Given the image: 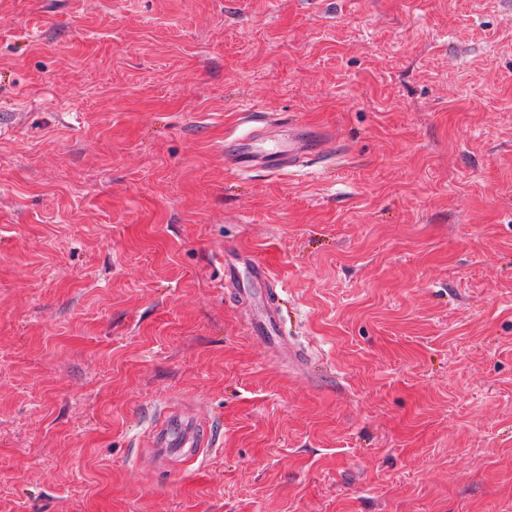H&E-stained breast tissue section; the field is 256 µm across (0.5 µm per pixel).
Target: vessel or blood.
I'll return each instance as SVG.
<instances>
[{"mask_svg": "<svg viewBox=\"0 0 512 512\" xmlns=\"http://www.w3.org/2000/svg\"><path fill=\"white\" fill-rule=\"evenodd\" d=\"M323 141L321 133L301 129L287 146L266 150L253 145L249 136L229 139L225 149V164L234 173L242 174L255 166H268L270 171L296 166L316 152ZM277 281L257 258L249 259V275L241 277L233 260L224 262V288L237 303L251 307L252 316L245 329L252 335L266 337L273 347H280L284 330L278 307L268 299L270 289ZM147 443L153 447L158 459H166L171 453L183 450L189 462H197L203 455L204 437L192 421L183 419L174 413L154 426L147 437Z\"/></svg>", "mask_w": 512, "mask_h": 512, "instance_id": "obj_1", "label": "vessel or blood"}]
</instances>
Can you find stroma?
Returning <instances> with one entry per match:
<instances>
[{
  "label": "stroma",
  "mask_w": 512,
  "mask_h": 512,
  "mask_svg": "<svg viewBox=\"0 0 512 512\" xmlns=\"http://www.w3.org/2000/svg\"><path fill=\"white\" fill-rule=\"evenodd\" d=\"M0 512H512V0H0ZM298 128L293 141L279 149L266 150L253 145L249 135L229 139L225 149V164L235 174H243L257 165H268L274 173L286 166H297L306 156L319 150L323 135L310 129H301L303 125L292 123ZM249 257L250 281L246 282L239 274L234 259L224 256V288L225 292L233 297L237 303L248 307H255L256 285L260 289V308L255 311L245 324V329L255 336H266L269 344L274 348L282 345L284 330L281 314L278 307L268 300L269 294L274 293V287L280 284L266 266L254 255ZM268 286L270 288H268ZM163 422L154 426L147 436L146 443L153 450L160 462L174 452L183 448H189L187 460L195 463L204 455V437L200 430L195 427L192 421L185 420L178 413L167 415V410L163 412Z\"/></svg>",
  "instance_id": "obj_1"
}]
</instances>
